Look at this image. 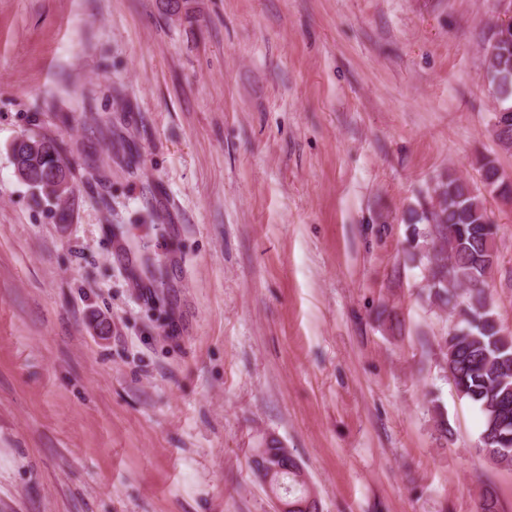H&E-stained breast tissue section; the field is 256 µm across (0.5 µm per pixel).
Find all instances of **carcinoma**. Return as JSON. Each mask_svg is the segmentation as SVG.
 I'll return each mask as SVG.
<instances>
[{
	"instance_id": "1",
	"label": "carcinoma",
	"mask_w": 512,
	"mask_h": 512,
	"mask_svg": "<svg viewBox=\"0 0 512 512\" xmlns=\"http://www.w3.org/2000/svg\"><path fill=\"white\" fill-rule=\"evenodd\" d=\"M492 31L485 60L486 78L500 109L512 110V33L498 39ZM31 152L22 159L30 171L26 184L47 199L56 197L54 178L70 165L64 146L40 132L27 134ZM482 184L503 199L512 196L495 160H480ZM412 236L432 239L420 259L435 283L428 299L452 306L457 321L444 338L448 374L458 394L483 415L482 435L491 423L512 444V336L503 332L484 288L497 262L495 230L478 189L450 172L440 176L432 195L405 213ZM429 227L428 233L420 226ZM277 494L292 502L306 498L310 489L294 464L276 474Z\"/></svg>"
}]
</instances>
